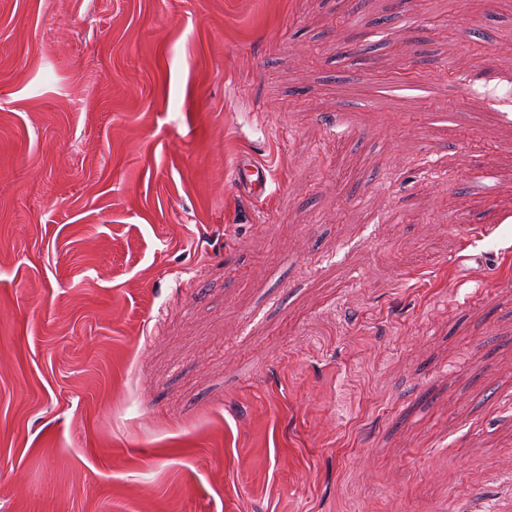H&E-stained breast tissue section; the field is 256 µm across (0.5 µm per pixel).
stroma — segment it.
<instances>
[{
    "instance_id": "obj_1",
    "label": "stroma",
    "mask_w": 512,
    "mask_h": 512,
    "mask_svg": "<svg viewBox=\"0 0 512 512\" xmlns=\"http://www.w3.org/2000/svg\"><path fill=\"white\" fill-rule=\"evenodd\" d=\"M508 59L512 0H0V512H512ZM237 180L240 184L246 186L251 194H255L257 191L266 190L269 175L265 168L251 159H245L239 166Z\"/></svg>"
}]
</instances>
